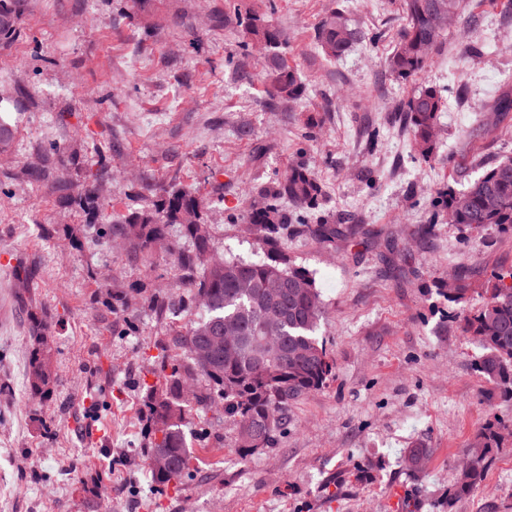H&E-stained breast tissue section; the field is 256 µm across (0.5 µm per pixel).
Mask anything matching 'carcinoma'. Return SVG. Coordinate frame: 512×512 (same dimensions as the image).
Here are the masks:
<instances>
[{"label": "carcinoma", "mask_w": 512, "mask_h": 512, "mask_svg": "<svg viewBox=\"0 0 512 512\" xmlns=\"http://www.w3.org/2000/svg\"><path fill=\"white\" fill-rule=\"evenodd\" d=\"M469 7L467 0H400L403 24L396 44L386 57L387 71L414 88L397 106L402 127L423 160L436 152L435 128L448 102L441 90L421 81L434 48L445 40L446 32L436 28V12L459 21ZM15 0H0V41L16 35ZM245 44H260L268 51L263 81L275 102L300 103L306 99L307 86L297 69L288 62V39L282 31L261 15L251 12L237 17ZM369 34L340 7L324 16L314 28V39L327 60L344 56L354 44ZM74 162L69 151L54 145L40 158L34 170L36 179L49 182L57 167ZM82 178L78 197L64 196V205L76 204L85 223L102 236L120 237L136 255L161 252L186 272L177 287L188 289V300L198 304L205 296L208 304L201 315L186 326L173 329V347L157 360L162 381L146 386L145 409L150 419L148 455L158 448L167 450L171 469L163 474L150 468L153 481L163 487L180 483L191 472L192 453L186 442L187 415L192 410H209L218 405L224 417L240 424L248 418L259 429L262 447L269 448L277 433L288 426V405L302 394L323 387L334 375V362L317 336L324 309L321 294L312 276L304 270L284 267V259L262 263L226 261L216 258L207 224L202 216V201L195 191L183 186L138 193L141 204L125 214H105L100 208L98 183L107 174L105 166L79 170ZM263 203L249 207L253 232L270 249L284 226L299 224L324 243H334L342 232L334 224L310 226L312 212L318 208L323 187L317 174L299 164L259 191ZM441 205L452 215L453 223L470 232L487 226L512 231V156L489 165L460 192L448 189L440 196ZM288 202L292 213L283 208ZM177 224L189 248L169 242V227ZM286 283L292 287L285 301L288 317L279 330L288 356L263 359V311L258 290ZM475 289L462 275L448 289V300L462 303ZM480 305L463 318L462 332L477 341L482 351L476 372L492 385L488 398L512 399V269L495 272L480 288ZM226 324H234L241 336L240 345L229 354L213 352L211 361L197 357L199 344ZM35 338L26 373L29 393L40 399L51 396L54 352L51 330L41 316L30 317ZM500 447L498 427L488 424L480 433L472 461L452 479L451 497L458 499L478 488L486 477L487 463Z\"/></svg>", "instance_id": "carcinoma-1"}]
</instances>
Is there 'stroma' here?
<instances>
[{
    "label": "stroma",
    "instance_id": "stroma-1",
    "mask_svg": "<svg viewBox=\"0 0 512 512\" xmlns=\"http://www.w3.org/2000/svg\"><path fill=\"white\" fill-rule=\"evenodd\" d=\"M347 2L377 42L326 61L313 31ZM17 35L0 44V117L16 130L0 156V512H393L392 489L419 512H512V401L487 400L474 369L479 345L464 336L468 305L443 294L448 277L480 286L512 268V232H467L433 217L434 192L463 190L512 155V112L489 104L512 93V0L471 5L446 32L424 73L447 88L437 151L422 160L395 109L412 90L384 59L401 24L397 0H20ZM258 11L287 32L308 88L302 103H270L264 52L245 45L235 12ZM243 63L234 72L227 54ZM380 130L376 151L364 132ZM82 166L105 160V213L132 208L142 185L197 192L217 253L259 262L267 250L246 221L258 190L297 161L315 170L318 210L350 228V240L320 242L287 231L280 253L306 269L324 303L318 337L333 379L289 407L274 447L242 457L236 423L222 409L188 423L192 468L159 488L147 466L144 384L172 346L171 324L193 310L156 312L158 293L179 303L169 259L134 258L120 243L95 242L62 189L23 177L52 143ZM27 267L26 285L15 280ZM145 294H138V287ZM128 293L127 332L110 334L105 289ZM52 323L54 396H29L31 314ZM508 431L483 483L449 500L452 475L480 430ZM428 448L418 467L405 450Z\"/></svg>",
    "mask_w": 512,
    "mask_h": 512
}]
</instances>
